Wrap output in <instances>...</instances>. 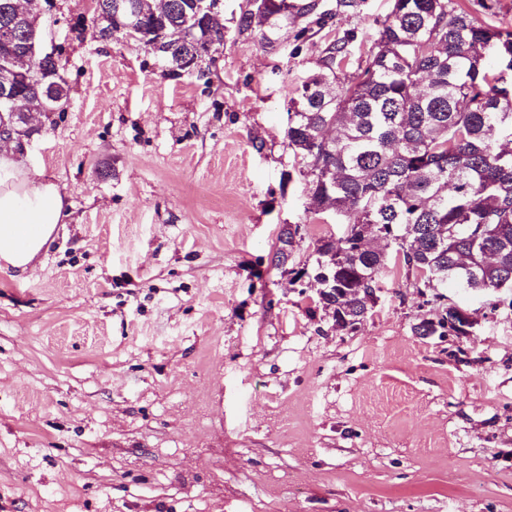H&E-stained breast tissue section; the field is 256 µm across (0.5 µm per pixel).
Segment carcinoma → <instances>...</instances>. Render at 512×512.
<instances>
[{
	"label": "carcinoma",
	"mask_w": 512,
	"mask_h": 512,
	"mask_svg": "<svg viewBox=\"0 0 512 512\" xmlns=\"http://www.w3.org/2000/svg\"><path fill=\"white\" fill-rule=\"evenodd\" d=\"M12 2L0 0V29L11 30L0 58L27 36L12 25ZM134 2L144 6L148 30L186 23V0H167L157 15ZM317 7L316 0H257L241 11L237 30H274ZM200 33L205 41L177 40L171 55L224 44L216 27ZM350 43L324 49L288 108L286 137L300 159L306 211L319 220L330 204L336 223L353 226L347 238L316 241L333 284L316 306L344 308L351 325L367 318L368 291L379 287L387 261L368 242L378 232L396 245L394 261L415 275L417 288L512 289V31L452 0H391L365 66L346 74ZM16 94L21 112L42 105L39 87L21 83ZM455 320L445 308L414 331L457 336Z\"/></svg>",
	"instance_id": "cac0c4a2"
}]
</instances>
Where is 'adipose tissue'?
<instances>
[{
    "label": "adipose tissue",
    "instance_id": "obj_1",
    "mask_svg": "<svg viewBox=\"0 0 512 512\" xmlns=\"http://www.w3.org/2000/svg\"><path fill=\"white\" fill-rule=\"evenodd\" d=\"M66 216L54 182L33 180L13 153L0 151V272L26 277Z\"/></svg>",
    "mask_w": 512,
    "mask_h": 512
}]
</instances>
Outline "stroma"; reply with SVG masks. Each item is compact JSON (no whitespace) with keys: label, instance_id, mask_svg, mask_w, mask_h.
I'll return each mask as SVG.
<instances>
[{"label":"stroma","instance_id":"obj_1","mask_svg":"<svg viewBox=\"0 0 512 512\" xmlns=\"http://www.w3.org/2000/svg\"><path fill=\"white\" fill-rule=\"evenodd\" d=\"M69 86L20 159L70 216L34 272H0V512H512V290L445 288L471 335L424 338L402 265L356 329L271 263L340 226L306 213L288 101L327 44L365 59L389 0L239 34L204 78L95 41L94 0H39ZM293 172L290 183L282 175Z\"/></svg>","mask_w":512,"mask_h":512}]
</instances>
